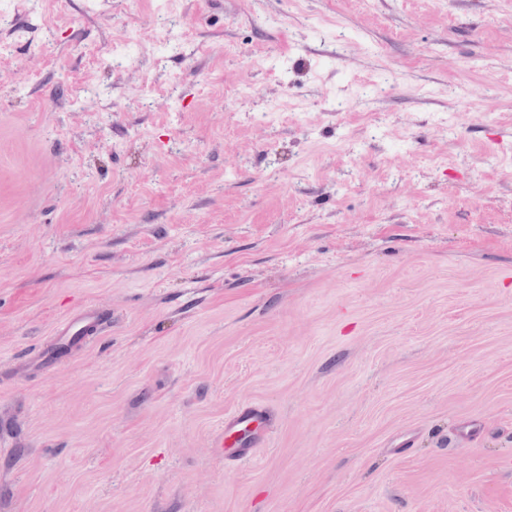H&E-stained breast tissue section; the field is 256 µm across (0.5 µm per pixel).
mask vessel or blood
Listing matches in <instances>:
<instances>
[{
	"mask_svg": "<svg viewBox=\"0 0 512 512\" xmlns=\"http://www.w3.org/2000/svg\"><path fill=\"white\" fill-rule=\"evenodd\" d=\"M107 322L106 315L96 309L69 317L55 331L57 346L71 347L93 339ZM273 425L267 409L258 405L239 409L224 422V430L216 440L217 448L228 451L231 459L244 461L256 448L269 442Z\"/></svg>",
	"mask_w": 512,
	"mask_h": 512,
	"instance_id": "obj_1",
	"label": "vessel or blood"
}]
</instances>
